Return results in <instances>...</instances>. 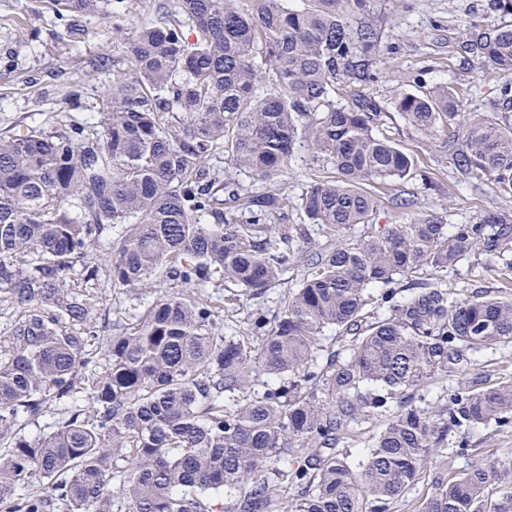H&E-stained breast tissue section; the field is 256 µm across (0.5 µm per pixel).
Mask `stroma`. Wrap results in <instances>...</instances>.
I'll return each instance as SVG.
<instances>
[{"label": "stroma", "mask_w": 512, "mask_h": 512, "mask_svg": "<svg viewBox=\"0 0 512 512\" xmlns=\"http://www.w3.org/2000/svg\"><path fill=\"white\" fill-rule=\"evenodd\" d=\"M488 0H378L374 19L381 25L383 47L373 62L376 82L369 92L378 100L390 102L406 93H416L435 84L449 83L456 91L464 112L489 113V98L498 81L495 74L480 71L471 54L465 52L464 26L483 22ZM76 35L69 36L57 18L51 0H0V134L27 124L52 122L56 113L68 111L65 95L71 86L88 84L104 88L111 71L97 69L101 56L122 60L119 49L108 44L102 17H77ZM390 138L416 159L412 178L381 186V202L371 219L373 227L400 224L411 218L432 215L445 224H472L489 213L512 206L486 177L471 176L458 184L457 174L448 161L446 132L423 136L400 114L386 122ZM329 164L313 163L301 150L274 180L288 199L292 223L304 215L301 196L309 182L334 176ZM414 197L409 209L393 204L395 197ZM302 274L294 268L283 281L260 298L226 305L225 336L247 333L246 318L254 309L272 310L295 287ZM447 285L458 292L496 290L502 280L495 266L468 258L449 267ZM70 285L78 292H94L99 297L95 311L97 324H122L140 310V296L113 288L108 279L87 282L71 276ZM512 379V344L483 352L465 370L443 373L434 381L432 396L425 408L434 410L446 394L475 381L494 385ZM467 440L470 452L450 456L459 440ZM487 459L512 473V427L495 423L472 426L466 433H452L446 445L432 452L415 484L396 501L389 512H422L439 479L459 477L474 462Z\"/></svg>", "instance_id": "stroma-1"}]
</instances>
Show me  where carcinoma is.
I'll use <instances>...</instances> for the list:
<instances>
[{
	"instance_id": "1",
	"label": "carcinoma",
	"mask_w": 512,
	"mask_h": 512,
	"mask_svg": "<svg viewBox=\"0 0 512 512\" xmlns=\"http://www.w3.org/2000/svg\"><path fill=\"white\" fill-rule=\"evenodd\" d=\"M55 2L107 16L105 36L127 67L102 92L66 94L95 121L0 135V302L20 313L0 350V512H209L208 496L224 494L238 495L231 512H387L449 433L512 425L511 381L459 389L434 412L410 402L436 374L512 343L511 288L459 297L441 282L478 251L512 252V210L451 233L432 216L353 233L378 206L371 187L414 169L384 133L386 106L366 93L381 51L374 0H309L302 10L168 0L141 23L127 0ZM465 49L506 78L500 121L460 112L446 83L393 108L426 135L448 130L455 169L511 199L512 24H469ZM261 62L273 74L265 88ZM340 81L359 91L338 107ZM301 144L337 175L312 181L300 208L339 243L306 252L276 312L251 314L257 345L220 337L218 289L236 302L265 293L310 238L288 223L277 190L242 195L207 160L220 150L229 167L269 183ZM102 251L112 287L153 299L106 338L105 370L81 388L100 336L98 297L68 280L79 266L97 281ZM420 270L430 281L397 298L396 285ZM373 288L388 304L383 319L368 310ZM328 332L349 339V357L321 365ZM257 375L269 382L252 398ZM227 391L244 397L227 408ZM66 401L54 431L16 437L20 419ZM383 414L361 463L336 454L350 424ZM504 479L493 464L474 465L439 483L423 512H512L511 490L489 495ZM284 483L294 493L283 503Z\"/></svg>"
}]
</instances>
